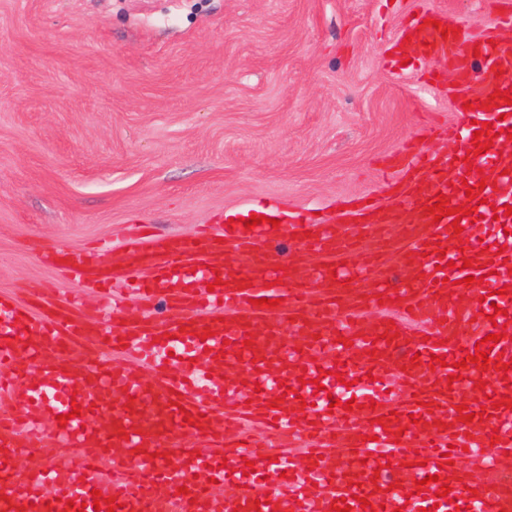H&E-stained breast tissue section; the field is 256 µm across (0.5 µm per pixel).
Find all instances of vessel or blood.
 I'll list each match as a JSON object with an SVG mask.
<instances>
[{
	"label": "vessel or blood",
	"instance_id": "obj_1",
	"mask_svg": "<svg viewBox=\"0 0 512 512\" xmlns=\"http://www.w3.org/2000/svg\"><path fill=\"white\" fill-rule=\"evenodd\" d=\"M438 17L422 11L406 21L411 42L392 43L389 64L442 58L446 68L432 80L462 86L485 69L483 89L459 94L442 134L457 139L482 122L512 133V103L488 105L495 90L512 91V45L495 40L500 21L485 20L480 38L445 37ZM384 169L402 176L400 203L356 200L361 243L329 218L298 216L196 238L137 234L112 262L66 247L41 252L84 287L127 283L143 300L163 297L167 312L114 334L110 322L83 323L64 298L34 308L0 296V395L12 406L0 415V512H95L96 490L119 502L118 512H159L164 502L173 512H331L340 498L351 512H512L511 480L476 487L462 464L485 454L500 463L512 452V408L494 406L512 399V371L500 372L512 362V235L490 239L482 222L504 207L499 187L512 184V171L494 148L468 164L411 150L389 156ZM477 186L482 199L467 197ZM442 195L470 215L457 224L436 218L429 207ZM430 243L438 252L427 253ZM134 266L144 277L131 279ZM378 308L384 318L368 319ZM498 324L508 334L488 350V365L460 367ZM110 347L125 348L135 366L108 362ZM435 355L445 366H432ZM235 366L250 375L245 387L225 376ZM369 375L381 386L360 387ZM486 378L492 386L479 391ZM342 380L357 403L350 413L330 406ZM462 404L476 421L461 422ZM246 421L307 444L268 461L246 442ZM166 439L179 450L177 466L155 457ZM187 439L201 456H189ZM48 446L79 454L36 474L16 466L21 449ZM334 446L341 455L325 456ZM435 474L448 479L447 495ZM230 479L238 491L220 495Z\"/></svg>",
	"mask_w": 512,
	"mask_h": 512
}]
</instances>
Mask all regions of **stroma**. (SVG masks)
Listing matches in <instances>:
<instances>
[{"label": "stroma", "mask_w": 512, "mask_h": 512, "mask_svg": "<svg viewBox=\"0 0 512 512\" xmlns=\"http://www.w3.org/2000/svg\"><path fill=\"white\" fill-rule=\"evenodd\" d=\"M498 0H0V294L98 296L35 257L136 220L195 234L268 202L341 217L391 205L378 166L453 119L446 85L385 49L431 9L479 33Z\"/></svg>", "instance_id": "1"}]
</instances>
